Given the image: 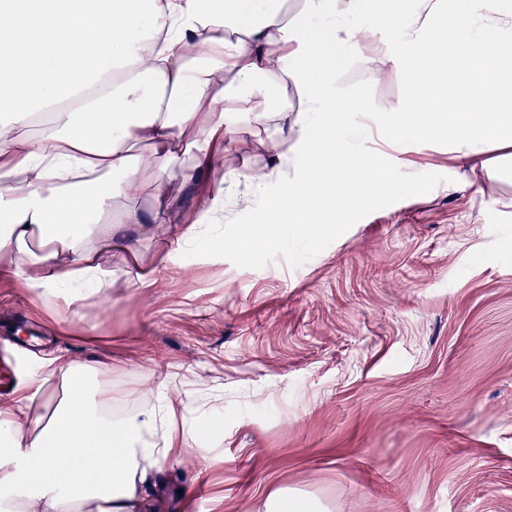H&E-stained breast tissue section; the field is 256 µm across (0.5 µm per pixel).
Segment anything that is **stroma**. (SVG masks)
<instances>
[{
	"label": "stroma",
	"instance_id": "35a3bbf8",
	"mask_svg": "<svg viewBox=\"0 0 512 512\" xmlns=\"http://www.w3.org/2000/svg\"><path fill=\"white\" fill-rule=\"evenodd\" d=\"M385 109L406 94L390 59L358 64ZM266 123L214 147L221 173L272 170L292 151ZM366 144L448 183L364 217L325 250L260 269L183 257L139 236L102 255L104 305L67 307L0 277V408L32 397L53 357L100 362L113 417L150 409L149 388L190 393L183 428L222 420L203 450L174 449L146 490L156 512H265L280 487L326 512H512V154L488 143L462 168L446 146ZM155 270L132 286L131 262Z\"/></svg>",
	"mask_w": 512,
	"mask_h": 512
}]
</instances>
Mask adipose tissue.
Returning a JSON list of instances; mask_svg holds the SVG:
<instances>
[{"label": "adipose tissue", "instance_id": "obj_1", "mask_svg": "<svg viewBox=\"0 0 512 512\" xmlns=\"http://www.w3.org/2000/svg\"><path fill=\"white\" fill-rule=\"evenodd\" d=\"M397 25L391 42L407 87L394 110L397 129L445 135L458 162L482 145L512 149V14L496 0H390ZM365 0H0V277L24 278L39 296L67 306L101 303L112 284L100 250L133 252V235L162 226L113 206L127 197L142 168L154 171L157 199L188 190L196 172L213 171L212 140L239 135L254 98L287 114L282 79L301 89L291 127L298 183L277 195L261 221L276 226L312 215L327 200L336 169V134L359 106L351 93L314 73L336 47L359 49L360 32L344 24ZM316 25H309V18ZM93 43H85L87 32ZM198 50L186 54L185 46ZM455 92L424 94L440 77ZM49 121L35 130L34 118ZM191 170H178L179 151ZM224 220V194L200 206L193 224L175 227L181 247ZM94 363L57 358L43 380L63 394L33 429L27 398L0 409V512H153L144 489L149 469L174 445L202 447L221 422L171 427L181 404L156 394L147 413L112 418V388Z\"/></svg>", "mask_w": 512, "mask_h": 512}]
</instances>
